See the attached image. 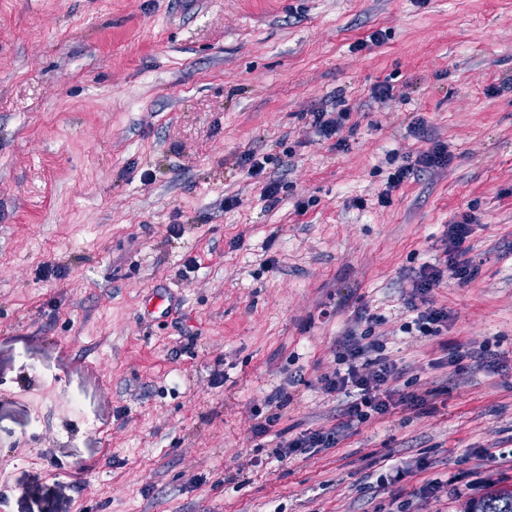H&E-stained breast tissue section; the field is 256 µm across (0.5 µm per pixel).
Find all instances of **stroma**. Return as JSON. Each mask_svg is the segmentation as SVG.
<instances>
[{
    "mask_svg": "<svg viewBox=\"0 0 512 512\" xmlns=\"http://www.w3.org/2000/svg\"><path fill=\"white\" fill-rule=\"evenodd\" d=\"M438 141L449 166L379 206L392 157ZM466 214L478 275L414 341L412 279ZM369 326L435 410L353 422L319 388ZM483 347L502 372L450 365ZM307 430L337 442L276 458ZM501 448L512 0H0V512H467L512 491ZM333 114L335 113L321 111L308 112L305 113V116L310 115L309 124L314 133L324 140H329L338 134L343 125V121L347 117L345 112H336V115Z\"/></svg>",
    "mask_w": 512,
    "mask_h": 512,
    "instance_id": "1",
    "label": "stroma"
}]
</instances>
